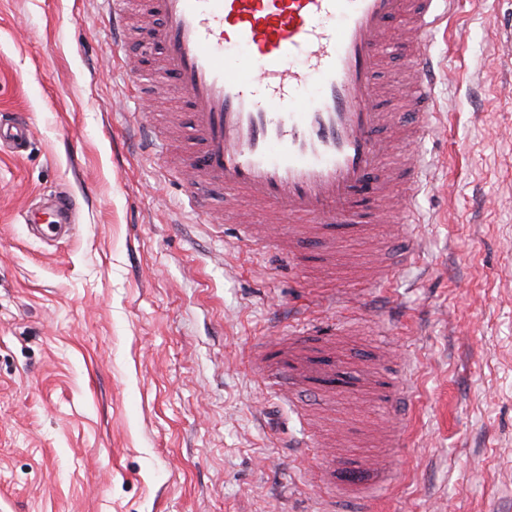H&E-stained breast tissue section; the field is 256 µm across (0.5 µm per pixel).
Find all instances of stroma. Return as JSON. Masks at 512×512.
<instances>
[{"label":"stroma","mask_w":512,"mask_h":512,"mask_svg":"<svg viewBox=\"0 0 512 512\" xmlns=\"http://www.w3.org/2000/svg\"><path fill=\"white\" fill-rule=\"evenodd\" d=\"M105 9L0 0V114L31 130L22 154L0 152V512H313L318 461L350 426L337 456L374 451L396 474L377 512H512V0H461L428 44L418 260L378 212L340 250L299 235L294 271L183 208L131 124L174 109L188 125L184 98L148 86L129 102ZM55 191L75 197V229L49 246L22 214ZM369 264L400 272L391 297L359 279ZM343 288L363 301L336 317L356 323L337 362H375L386 322L391 369L408 372L406 431L384 447L392 415L363 392L299 384L290 405L255 363L291 306L319 315Z\"/></svg>","instance_id":"stroma-1"}]
</instances>
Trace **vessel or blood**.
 I'll return each instance as SVG.
<instances>
[{
	"instance_id": "vessel-or-blood-1",
	"label": "vessel or blood",
	"mask_w": 512,
	"mask_h": 512,
	"mask_svg": "<svg viewBox=\"0 0 512 512\" xmlns=\"http://www.w3.org/2000/svg\"><path fill=\"white\" fill-rule=\"evenodd\" d=\"M126 0L106 12L116 53L113 61L139 87L144 74L118 55L129 36ZM456 0H148L156 24L151 38L163 52L162 70L182 90L191 116L190 133L199 149L174 155L183 171L190 210L207 214L206 190L222 187L225 197L251 201L266 226H237V240L279 252L289 266L300 253L273 224H317L323 229L357 224L362 206L395 198L402 237L418 231L410 202L429 175L420 158L405 156L388 165L396 144L378 137L391 126L423 139L425 127L409 130L405 113L432 114L436 102L435 61L426 51L431 32L448 25ZM404 32L391 40L393 23ZM249 48L236 59L234 48ZM410 59L409 81L384 87L382 54ZM315 92H308L309 79ZM30 136L26 120H0V150L22 151ZM74 199L57 196L45 216L30 212L29 223L53 238L68 230ZM292 336L329 338L335 330L302 310ZM288 376L329 393L361 387L375 402L392 406L403 395L398 375L353 379L327 356L302 362L282 356Z\"/></svg>"
}]
</instances>
